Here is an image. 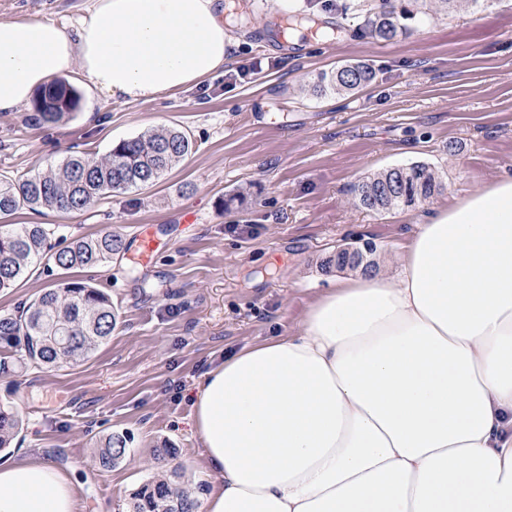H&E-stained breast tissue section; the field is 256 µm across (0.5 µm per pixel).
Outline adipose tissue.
Masks as SVG:
<instances>
[{"label": "adipose tissue", "instance_id": "1", "mask_svg": "<svg viewBox=\"0 0 512 512\" xmlns=\"http://www.w3.org/2000/svg\"><path fill=\"white\" fill-rule=\"evenodd\" d=\"M228 46L217 0H92L72 32L1 18L0 112L74 68L150 102L223 69ZM397 262L202 376L203 512H512V173L432 208ZM81 510L69 471L0 462V512Z\"/></svg>", "mask_w": 512, "mask_h": 512}]
</instances>
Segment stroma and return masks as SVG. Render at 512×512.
<instances>
[{"mask_svg": "<svg viewBox=\"0 0 512 512\" xmlns=\"http://www.w3.org/2000/svg\"><path fill=\"white\" fill-rule=\"evenodd\" d=\"M348 0H263L230 36L224 68L200 85L151 102L109 100L83 88L80 108L55 124L35 108L0 113V175L60 162L73 151L105 155L119 140L161 126L185 129L194 149L158 184L111 193L94 208L63 215L23 210L14 223L47 224L54 242L104 231L132 242L155 225L164 247L152 263L127 255L105 268L74 270L105 288L118 323L82 365L0 376V402L23 427L2 458L34 454L70 469L83 512H126L154 472V453L174 449L197 498L209 481L193 428V398L204 372L225 355L272 336H290L335 280L323 271L337 244L372 242L379 272L422 210L376 214L353 205L362 177L425 162L446 188L433 205L484 188L512 170V0L478 11L415 20L390 41L340 34L279 43L257 35L295 12L341 21ZM90 0H0V18L45 17L77 27ZM362 62L375 72L345 97L319 96L321 72ZM249 74L228 84L224 75ZM198 219L182 225L186 212ZM58 279L36 266L0 294V313L19 310ZM129 435L124 461L101 468L93 450Z\"/></svg>", "mask_w": 512, "mask_h": 512, "instance_id": "stroma-1", "label": "stroma"}]
</instances>
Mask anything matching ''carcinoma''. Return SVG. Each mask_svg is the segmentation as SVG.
<instances>
[{"instance_id": "cac0c4a2", "label": "carcinoma", "mask_w": 512, "mask_h": 512, "mask_svg": "<svg viewBox=\"0 0 512 512\" xmlns=\"http://www.w3.org/2000/svg\"><path fill=\"white\" fill-rule=\"evenodd\" d=\"M356 0L358 19L354 32L374 40L389 41L407 33L406 21L417 15L452 14L461 8H477L486 0ZM305 18L288 15L287 24L273 20L267 25L276 36L288 25L298 29ZM375 78L366 64L342 65L318 76L321 92L350 93ZM80 102L76 89L63 79L53 81L40 93L35 107L39 121L57 123L72 114ZM193 149L189 133L171 126L148 130L118 142L103 157L71 154L57 167H34L14 177H0V292L24 279L46 261L61 270L102 268L126 250L123 238L110 231L95 236H77L63 247L50 242L45 224H10L8 218L21 209L52 208L62 213L84 212L105 195L153 186ZM444 189L440 171L416 162L391 167L363 177L352 190L353 204L376 214L412 209L425 204ZM376 246L366 242L335 254L325 267L371 272ZM118 313L111 295L90 282L63 279L43 290L16 314H0V376L24 368L78 365L112 335ZM22 428L13 405L0 403V449L8 448ZM127 437L111 435L97 449L99 464L113 468L126 456ZM156 469L130 497L127 512H197L198 501L173 453L159 448Z\"/></svg>"}]
</instances>
